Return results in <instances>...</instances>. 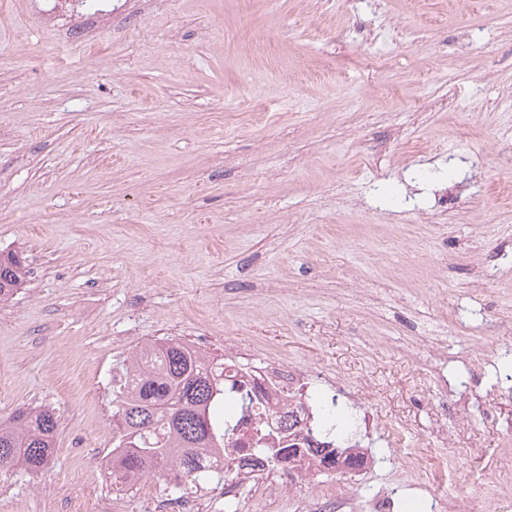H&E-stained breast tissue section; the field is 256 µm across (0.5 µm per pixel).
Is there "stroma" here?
Returning a JSON list of instances; mask_svg holds the SVG:
<instances>
[{
  "mask_svg": "<svg viewBox=\"0 0 512 512\" xmlns=\"http://www.w3.org/2000/svg\"><path fill=\"white\" fill-rule=\"evenodd\" d=\"M86 45L0 0V419H59L0 512H142L97 464L111 378L158 339L311 371L364 454L512 487V0H128ZM23 258L15 252H0V301L8 299L20 288L26 275Z\"/></svg>",
  "mask_w": 512,
  "mask_h": 512,
  "instance_id": "35a3bbf8",
  "label": "stroma"
}]
</instances>
